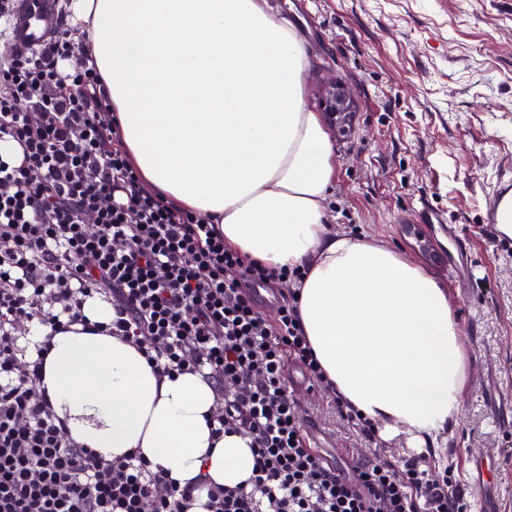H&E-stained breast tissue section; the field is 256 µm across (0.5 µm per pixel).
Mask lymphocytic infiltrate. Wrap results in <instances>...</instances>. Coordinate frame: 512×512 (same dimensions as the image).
Instances as JSON below:
<instances>
[{
    "label": "lymphocytic infiltrate",
    "mask_w": 512,
    "mask_h": 512,
    "mask_svg": "<svg viewBox=\"0 0 512 512\" xmlns=\"http://www.w3.org/2000/svg\"><path fill=\"white\" fill-rule=\"evenodd\" d=\"M62 25L48 46L0 39V137L22 149L0 160V512H190L192 486L137 453L112 461L78 446L40 388L48 345L34 326L132 345L159 375L199 374L218 400L214 439L250 437L249 487H209L206 512H471L453 482L431 479L419 457L373 449L351 473L302 433L286 368L325 376L287 294L276 320L251 294L299 269L247 262L197 216L145 187L113 120L105 83L75 54ZM114 311L90 321L87 300Z\"/></svg>",
    "instance_id": "1"
}]
</instances>
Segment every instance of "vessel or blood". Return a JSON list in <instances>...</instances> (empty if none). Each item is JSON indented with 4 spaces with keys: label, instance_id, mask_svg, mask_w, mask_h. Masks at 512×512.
Here are the masks:
<instances>
[{
    "label": "vessel or blood",
    "instance_id": "1",
    "mask_svg": "<svg viewBox=\"0 0 512 512\" xmlns=\"http://www.w3.org/2000/svg\"><path fill=\"white\" fill-rule=\"evenodd\" d=\"M59 25L56 0H11L9 42L18 50H37L48 43Z\"/></svg>",
    "mask_w": 512,
    "mask_h": 512
}]
</instances>
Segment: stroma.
Returning a JSON list of instances; mask_svg holds the SVG:
<instances>
[{"instance_id": "1", "label": "stroma", "mask_w": 512, "mask_h": 512, "mask_svg": "<svg viewBox=\"0 0 512 512\" xmlns=\"http://www.w3.org/2000/svg\"><path fill=\"white\" fill-rule=\"evenodd\" d=\"M311 59L307 85L346 84L329 124L336 232L376 237L448 287L468 355L462 413L446 449L474 512H512V238L485 222L494 185L512 177V0H268ZM313 448L350 471L370 449L400 459L405 438H365L332 392L291 388Z\"/></svg>"}]
</instances>
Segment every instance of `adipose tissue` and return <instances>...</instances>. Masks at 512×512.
I'll return each instance as SVG.
<instances>
[{"mask_svg": "<svg viewBox=\"0 0 512 512\" xmlns=\"http://www.w3.org/2000/svg\"><path fill=\"white\" fill-rule=\"evenodd\" d=\"M70 9L75 27L91 29L142 183L246 257L300 268L301 325L336 394L383 438L437 447L459 421L468 371L448 290L380 240L331 230L336 150L287 20L267 0H72ZM52 338L42 384L76 444L109 460L140 452L182 486H246L250 439L213 441L217 397L201 376L159 377L112 336Z\"/></svg>", "mask_w": 512, "mask_h": 512, "instance_id": "obj_1", "label": "adipose tissue"}]
</instances>
